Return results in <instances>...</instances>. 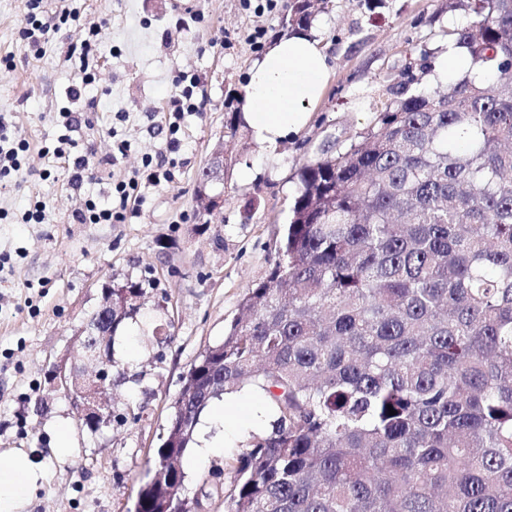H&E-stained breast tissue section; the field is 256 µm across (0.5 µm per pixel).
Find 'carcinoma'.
<instances>
[{"label": "carcinoma", "mask_w": 512, "mask_h": 512, "mask_svg": "<svg viewBox=\"0 0 512 512\" xmlns=\"http://www.w3.org/2000/svg\"><path fill=\"white\" fill-rule=\"evenodd\" d=\"M479 71L429 86L409 54L361 141L301 171L278 260L195 359L135 512H196L183 458L202 413L260 389L269 428L224 512H512V0H448ZM286 23L310 28L311 0ZM104 288L103 354L140 313ZM396 414H389L388 407Z\"/></svg>", "instance_id": "1"}]
</instances>
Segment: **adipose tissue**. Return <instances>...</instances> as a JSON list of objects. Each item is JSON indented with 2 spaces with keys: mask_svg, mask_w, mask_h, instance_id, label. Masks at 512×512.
I'll return each mask as SVG.
<instances>
[{
  "mask_svg": "<svg viewBox=\"0 0 512 512\" xmlns=\"http://www.w3.org/2000/svg\"><path fill=\"white\" fill-rule=\"evenodd\" d=\"M330 64L318 41L303 30L275 38L249 70L241 107L252 137L275 148L304 128L310 108L323 96ZM41 477L27 455L0 464V512H21L27 489Z\"/></svg>",
  "mask_w": 512,
  "mask_h": 512,
  "instance_id": "obj_1",
  "label": "adipose tissue"
}]
</instances>
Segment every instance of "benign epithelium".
<instances>
[{"label": "benign epithelium", "mask_w": 512, "mask_h": 512, "mask_svg": "<svg viewBox=\"0 0 512 512\" xmlns=\"http://www.w3.org/2000/svg\"><path fill=\"white\" fill-rule=\"evenodd\" d=\"M224 170V150L216 148L210 158L208 166L202 175V186L220 183V172ZM86 355L97 358L94 354V343H92V330L82 327L75 336ZM112 366L107 365L91 376L80 374L78 367L67 364L65 357H60L50 367L51 385L55 389H63L64 392L73 395L78 411L83 417H93L104 425H112V406L102 396L101 390L104 386L103 378L108 376Z\"/></svg>", "instance_id": "1"}]
</instances>
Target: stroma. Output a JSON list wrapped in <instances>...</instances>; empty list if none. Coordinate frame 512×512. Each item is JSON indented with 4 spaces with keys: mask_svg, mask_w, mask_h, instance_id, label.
Wrapping results in <instances>:
<instances>
[{
    "mask_svg": "<svg viewBox=\"0 0 512 512\" xmlns=\"http://www.w3.org/2000/svg\"><path fill=\"white\" fill-rule=\"evenodd\" d=\"M46 0L44 17L61 6L79 23L59 29L44 55L33 57L17 31L26 0H0V113L29 149L17 178L0 188V461L24 452L43 472L23 512H132L147 465L162 444L184 377L207 346L221 341L241 300L277 258L289 210L307 162L359 141L385 100L390 75L415 47L444 45L446 29L466 25L448 0H331L315 15L313 33L332 67L307 125L284 138L275 162L237 119L249 69L262 44L286 35L285 0ZM101 26L95 79L80 99L77 62L68 58L81 27ZM201 79L199 112L177 134L173 179L144 189L139 212L124 224H77L85 195L103 200L110 182L126 179L145 156L165 148L161 130L178 74ZM80 113L76 153L92 166L81 193L53 151L65 129L60 110ZM224 148V204L204 223L197 204L201 173L216 146ZM42 223H25L35 203ZM145 282L140 327L115 341L112 425L99 439L82 431L68 402L52 397L47 374L68 355L82 364L72 340L100 301L103 283ZM220 420L202 414L196 441L223 448L183 461L188 496L229 485L251 440L264 394L245 388L221 400ZM65 423L68 448L57 450ZM88 473L79 474L83 459Z\"/></svg>",
    "mask_w": 512,
    "mask_h": 512,
    "instance_id": "obj_1",
    "label": "stroma"
}]
</instances>
